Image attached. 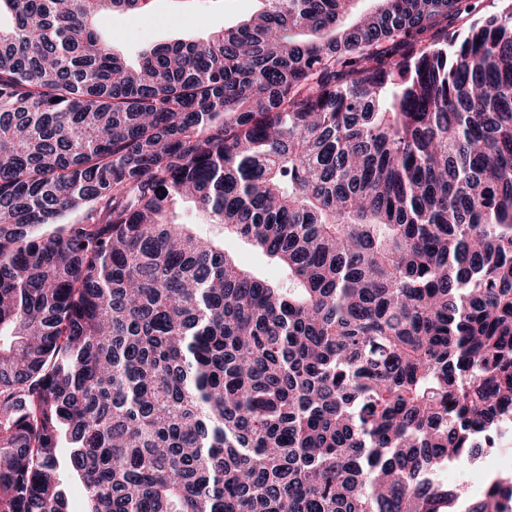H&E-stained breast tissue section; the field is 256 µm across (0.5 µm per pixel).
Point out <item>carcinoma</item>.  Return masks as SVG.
I'll return each mask as SVG.
<instances>
[{"mask_svg": "<svg viewBox=\"0 0 512 512\" xmlns=\"http://www.w3.org/2000/svg\"><path fill=\"white\" fill-rule=\"evenodd\" d=\"M151 2L0 0V512H69L62 448L85 512H457L512 434V5L262 0L129 65L97 19ZM481 1L484 2L480 3L479 11L475 12L474 14L470 15L469 17L463 20H459L454 24L450 25L448 27V33L451 34L454 31L463 32L474 20L484 18L485 16L491 13L500 12L504 7L505 3H512V0H509L511 2H503L502 0H495V2H492V0ZM176 213L179 222L197 224V228L208 236L217 240L224 239V247L232 251L244 266L263 269L265 274L272 278H278L280 276L276 266L268 262L261 254L245 246L240 241L232 239L230 236H224V228L222 225L206 224V217L195 209L192 202L182 203L177 208ZM506 451L511 448V457L501 460L499 451L480 454L475 459H464L448 466V486L456 485L466 476L469 495L478 496L482 493L486 479L491 475H512V436L502 442Z\"/></svg>", "mask_w": 512, "mask_h": 512, "instance_id": "carcinoma-1", "label": "carcinoma"}]
</instances>
